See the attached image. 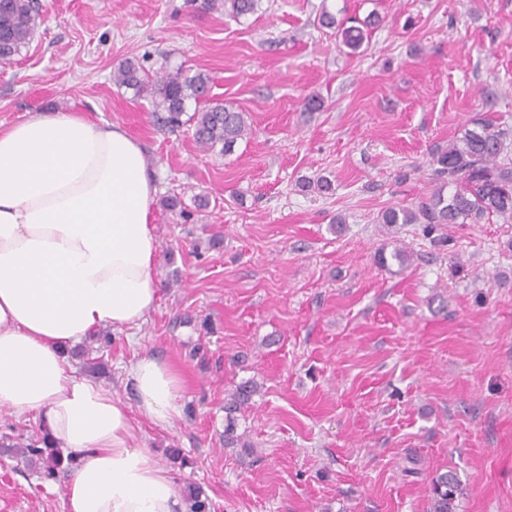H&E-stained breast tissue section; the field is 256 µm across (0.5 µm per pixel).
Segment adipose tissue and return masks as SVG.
<instances>
[{"label": "adipose tissue", "instance_id": "1", "mask_svg": "<svg viewBox=\"0 0 512 512\" xmlns=\"http://www.w3.org/2000/svg\"><path fill=\"white\" fill-rule=\"evenodd\" d=\"M156 194L141 143L120 125L32 112L0 131V407L41 417L74 453L68 512H186L170 470L134 443L137 419L167 430L180 417V375L139 355L126 370L132 407L64 355L157 307Z\"/></svg>", "mask_w": 512, "mask_h": 512}]
</instances>
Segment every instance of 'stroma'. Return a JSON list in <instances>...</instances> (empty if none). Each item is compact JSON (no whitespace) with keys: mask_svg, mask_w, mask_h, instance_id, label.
Wrapping results in <instances>:
<instances>
[{"mask_svg":"<svg viewBox=\"0 0 512 512\" xmlns=\"http://www.w3.org/2000/svg\"><path fill=\"white\" fill-rule=\"evenodd\" d=\"M28 47L0 64V129L31 112L121 124L159 194L158 306L72 356L127 403L124 369L150 352L185 381L182 412L140 446L211 512H426L457 472V512H512V220L386 228L437 187L432 154L472 120L512 129V0H262L235 19L194 0H39ZM379 22L350 53L322 11ZM132 60L156 77L208 73L246 112L226 156L162 130L116 87ZM325 101L304 109L305 97ZM326 179L332 191L307 190ZM209 200L198 209L196 196ZM404 245L407 268H381ZM253 380L224 444V400ZM0 512H67L65 481L0 454Z\"/></svg>","mask_w":512,"mask_h":512,"instance_id":"35a3bbf8","label":"stroma"}]
</instances>
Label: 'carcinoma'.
<instances>
[{
    "label": "carcinoma",
    "mask_w": 512,
    "mask_h": 512,
    "mask_svg": "<svg viewBox=\"0 0 512 512\" xmlns=\"http://www.w3.org/2000/svg\"><path fill=\"white\" fill-rule=\"evenodd\" d=\"M259 2L223 0L224 12L232 18L244 17L255 13ZM38 11V0H0V63L11 62L29 45ZM321 22L336 28L343 46L353 53L359 52L368 28L376 24L369 17L362 22H338L327 10L322 11ZM112 81L119 87L134 90L139 98H150L158 125L171 132L188 127L196 143L207 152L227 155L238 141L251 133L246 113L212 94V80L205 72L190 75L178 68L149 79L141 74L136 63L125 60L113 69ZM191 101L196 105L192 113L187 111ZM472 125L447 150L433 155L434 174L439 181L437 189L414 209L384 210L380 223L422 224L429 236L449 224H475L490 216L512 219V161L507 158L509 131L486 121L475 120ZM450 184L455 186V191L448 195L445 189ZM255 393L253 382H243L224 404L225 446L240 444L247 448L235 435L233 413L249 403ZM0 446L7 453L23 457L26 463L39 466L40 478L45 481L58 480L64 462H73L71 457L63 456L45 430L24 442L5 436ZM459 494L456 474L451 471L439 474L432 481L429 512H457ZM186 498L189 512H211L212 504L199 487H188Z\"/></svg>",
    "instance_id": "obj_1"
}]
</instances>
